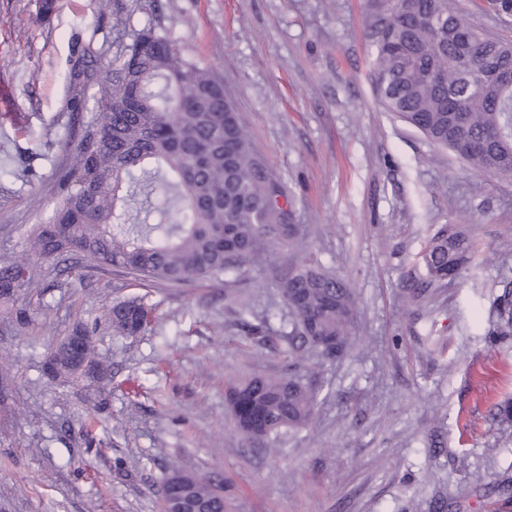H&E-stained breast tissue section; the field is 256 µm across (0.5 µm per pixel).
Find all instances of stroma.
Segmentation results:
<instances>
[{
	"label": "stroma",
	"mask_w": 512,
	"mask_h": 512,
	"mask_svg": "<svg viewBox=\"0 0 512 512\" xmlns=\"http://www.w3.org/2000/svg\"><path fill=\"white\" fill-rule=\"evenodd\" d=\"M0 0V256L60 200L58 176L94 93L81 50L99 65L127 27L160 26L212 72L283 187L288 221L357 297L354 345L302 368L320 404L308 428L266 443L238 433L229 382L285 374L295 322L273 282L294 263L271 245L265 266L233 283H139L107 266L85 278L46 262L35 296L0 302V512H162L175 470L209 479L224 512H512V340L491 345L494 298L512 281V181L469 169L385 112L372 84L365 0ZM445 224L478 257L423 302L403 299L408 272ZM141 298L151 331L113 335V301ZM267 319L269 340L246 320ZM26 308L27 325L11 313ZM95 325L104 375L64 383L45 361L77 322Z\"/></svg>",
	"instance_id": "35a3bbf8"
}]
</instances>
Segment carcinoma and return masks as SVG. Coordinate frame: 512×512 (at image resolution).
<instances>
[{
	"instance_id": "obj_1",
	"label": "carcinoma",
	"mask_w": 512,
	"mask_h": 512,
	"mask_svg": "<svg viewBox=\"0 0 512 512\" xmlns=\"http://www.w3.org/2000/svg\"><path fill=\"white\" fill-rule=\"evenodd\" d=\"M367 17L376 48L372 82L384 110L473 169L512 179V166L497 162L499 154H512V88L476 79L480 65L512 69V42L477 27L454 0H369ZM128 36L124 53L104 67L97 84L95 117L62 176L61 204L27 236L32 252L57 262L76 253L79 273L107 264L181 284L227 272L241 275L266 262L267 244L286 243L295 250L296 265L275 287L297 316L286 337L288 358L305 350L322 359L342 355L352 341L353 290L306 250L302 225L288 223L279 201L283 192L222 85L154 26L132 28ZM158 76L170 88L164 97L151 90ZM161 170L183 204L182 221L128 226L124 204L132 188ZM476 255L456 225L441 226L421 252L424 274L409 300L447 286ZM36 283L28 260L0 263V300ZM493 308L497 319L489 341L495 344L512 338L511 282ZM106 320L114 335L136 336L149 330L151 309L138 300L118 301L107 309ZM49 375L65 382L80 378L58 353ZM226 400L236 430L254 440L308 426L318 405L301 372L238 380ZM175 478L190 496L224 512V500L204 478L174 472L160 490Z\"/></svg>"
}]
</instances>
